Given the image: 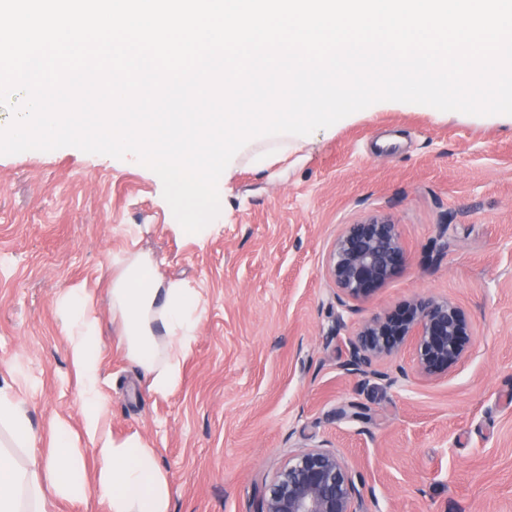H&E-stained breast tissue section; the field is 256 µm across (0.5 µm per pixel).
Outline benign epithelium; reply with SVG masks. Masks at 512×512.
<instances>
[{
  "mask_svg": "<svg viewBox=\"0 0 512 512\" xmlns=\"http://www.w3.org/2000/svg\"><path fill=\"white\" fill-rule=\"evenodd\" d=\"M398 225L388 216L370 215L349 224L336 238L326 267L340 305L375 294L406 265ZM472 325L467 313L449 300L421 298L362 324L345 337L340 369L360 378L397 379L377 370L378 363L411 341L417 375H448L468 353ZM363 482L336 450L325 443L305 446L267 486L256 512H363Z\"/></svg>",
  "mask_w": 512,
  "mask_h": 512,
  "instance_id": "benign-epithelium-1",
  "label": "benign epithelium"
}]
</instances>
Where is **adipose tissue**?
<instances>
[{
    "label": "adipose tissue",
    "instance_id": "1",
    "mask_svg": "<svg viewBox=\"0 0 512 512\" xmlns=\"http://www.w3.org/2000/svg\"><path fill=\"white\" fill-rule=\"evenodd\" d=\"M118 343L143 372L150 392L166 395L182 380L183 355L195 339L203 304L197 289L158 272L154 254L129 250L109 290ZM83 288L65 289L57 300L80 391L82 428L97 468L87 479L85 454L67 420L33 431L22 403L0 388V428L13 447L0 448V512H50L53 500L95 497L106 512H170V479L155 452L136 436L112 437L105 429V403L97 318ZM46 444L45 456L35 453Z\"/></svg>",
    "mask_w": 512,
    "mask_h": 512
}]
</instances>
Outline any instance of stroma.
<instances>
[{
	"label": "stroma",
	"mask_w": 512,
	"mask_h": 512,
	"mask_svg": "<svg viewBox=\"0 0 512 512\" xmlns=\"http://www.w3.org/2000/svg\"><path fill=\"white\" fill-rule=\"evenodd\" d=\"M250 140L204 241L178 237L154 172L74 147L0 155V385L32 429L79 392L56 299L83 286L102 329L114 437L138 435L171 483V512H254L299 447L329 441L364 480L366 512H512V125L383 101L293 142L268 169ZM398 224L407 263L342 313L325 268L346 225ZM205 312L179 388L150 393L117 345L106 288L132 244ZM424 297L469 314L473 345L447 376L396 385L339 368L345 334ZM355 406L357 419L338 417Z\"/></svg>",
	"instance_id": "obj_1"
}]
</instances>
